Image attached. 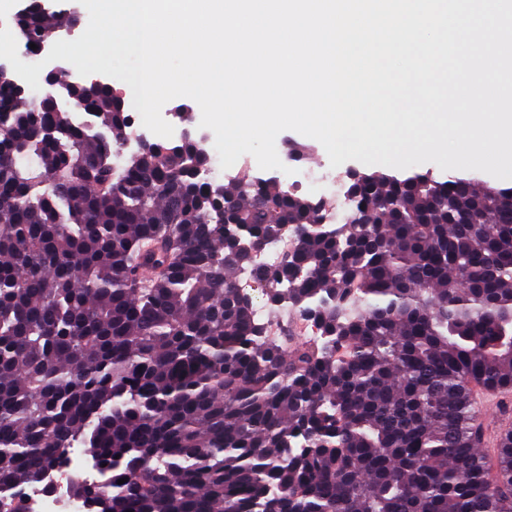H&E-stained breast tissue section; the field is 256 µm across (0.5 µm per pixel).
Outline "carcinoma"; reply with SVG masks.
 <instances>
[{"mask_svg": "<svg viewBox=\"0 0 512 512\" xmlns=\"http://www.w3.org/2000/svg\"><path fill=\"white\" fill-rule=\"evenodd\" d=\"M63 78L93 121L0 79V512L74 448L90 512H512V430L490 469L465 385L512 390V188L356 173L328 224L274 180L212 183L199 144L116 163L124 100ZM243 273L322 339L270 340ZM292 246L291 235L282 238L271 239L265 242L254 254L256 265L263 267H274L278 265Z\"/></svg>", "mask_w": 512, "mask_h": 512, "instance_id": "1", "label": "carcinoma"}]
</instances>
